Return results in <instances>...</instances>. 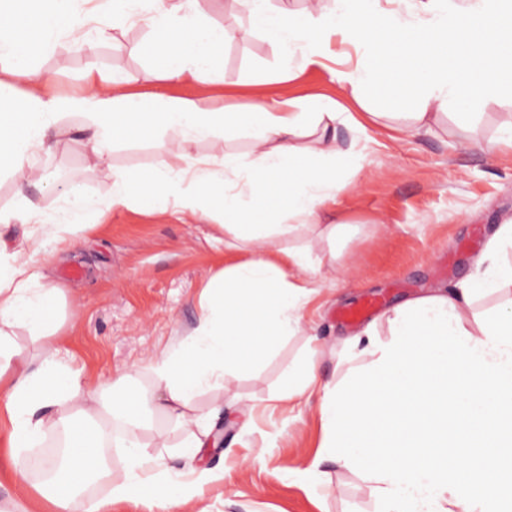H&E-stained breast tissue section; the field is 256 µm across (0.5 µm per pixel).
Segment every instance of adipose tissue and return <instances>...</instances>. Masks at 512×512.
Wrapping results in <instances>:
<instances>
[{
	"instance_id": "adipose-tissue-1",
	"label": "adipose tissue",
	"mask_w": 512,
	"mask_h": 512,
	"mask_svg": "<svg viewBox=\"0 0 512 512\" xmlns=\"http://www.w3.org/2000/svg\"><path fill=\"white\" fill-rule=\"evenodd\" d=\"M241 2L280 51L274 89L249 110L214 95L149 100L129 92L120 70H87L77 93L44 90L51 75L37 58L61 43L93 49L104 16L146 31L157 63L143 83L217 84L226 32L198 0H0V90L19 77L28 83L20 98H0V176L18 186L13 205L0 209V408L16 475L55 512H105L128 499L175 512L198 499L219 478L204 457L219 444L226 376L258 367L300 331L307 280L333 266L337 242L353 229L334 204L362 153L338 139L336 126L362 124L335 100L288 96L297 70L321 64L335 43L352 46L358 61L337 82L357 99L390 82L412 131L439 122L452 103L512 106V0H404L401 8L396 0H330L313 13ZM72 117L92 167L109 162L123 140L170 143L148 167L113 169L107 197L68 194L48 213L24 192L48 182L30 158L52 151ZM241 132L253 139L245 154L183 148ZM158 203L223 229L224 249L237 258L211 278L196 326L148 365L151 388L123 375L106 406L56 345L49 309L65 294L46 269L83 241L92 217ZM13 224L26 226L23 240L8 235ZM510 249L512 216L466 282L411 296L347 337L339 382L321 383L310 359L277 393L291 403L318 399L321 457L373 483L377 512H512ZM488 297L496 306L475 312ZM22 327L45 343L41 357L16 343ZM206 393L213 399L204 413L194 401ZM164 423L183 432L182 470L146 451V437ZM52 435L63 436L66 451L48 480L22 455ZM114 441L123 478L106 499L86 500L83 489L105 474L103 450Z\"/></svg>"
}]
</instances>
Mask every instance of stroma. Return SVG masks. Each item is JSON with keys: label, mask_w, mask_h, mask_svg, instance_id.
Wrapping results in <instances>:
<instances>
[{"label": "stroma", "mask_w": 512, "mask_h": 512, "mask_svg": "<svg viewBox=\"0 0 512 512\" xmlns=\"http://www.w3.org/2000/svg\"><path fill=\"white\" fill-rule=\"evenodd\" d=\"M199 8L229 33L217 85L139 83L154 63L149 38L139 28L115 31L90 53L58 45L38 65L54 76L51 90L57 94L78 91L82 73L94 67L125 71L133 92L257 103L264 81L278 68V49L263 33L244 36L249 18L235 0H200ZM288 94L306 101L324 96L354 115L364 112L317 65L298 72ZM510 120L512 107L492 100L481 114L442 120L430 132L410 135L398 121L372 130L361 168L336 199L337 211L358 232L337 244L336 267L315 278L318 293L303 312L304 327L314 328L318 337L314 347L322 380L341 379L335 352L341 338L354 331L339 311L372 297L383 313L426 288L449 289L469 276L498 224L512 215V151L483 152L472 143L492 139ZM80 140V132L71 130L33 164L52 169L61 181L84 168L81 190L99 197L111 191L113 168L147 167L163 149L159 142L124 141L110 165L88 170ZM223 236L217 226L186 214L124 210L99 218L76 249L55 261L51 274L67 295L65 306L52 313L63 321L60 345L77 369L101 384L103 400H111V383L122 374H137L139 387L149 388L148 363L195 326L201 293L224 267ZM308 348L304 335L290 337L260 367L227 376V390L254 408L251 432L242 434L240 413L225 412L224 446L206 459L224 478L181 512H375L370 483L334 462H322L319 486L295 477L314 459L321 439L317 405L302 402L271 411L267 404ZM8 498L28 512H51L39 492L16 479L0 447V501Z\"/></svg>", "instance_id": "obj_1"}]
</instances>
